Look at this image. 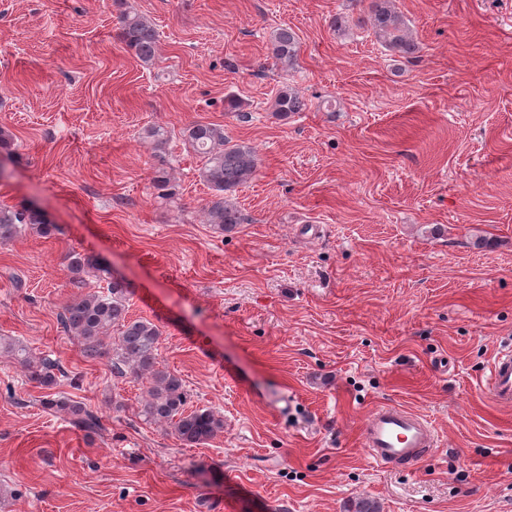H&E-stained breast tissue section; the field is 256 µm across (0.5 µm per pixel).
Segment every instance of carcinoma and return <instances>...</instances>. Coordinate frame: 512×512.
Wrapping results in <instances>:
<instances>
[{"mask_svg":"<svg viewBox=\"0 0 512 512\" xmlns=\"http://www.w3.org/2000/svg\"><path fill=\"white\" fill-rule=\"evenodd\" d=\"M125 9L118 15L120 35L128 51L142 63L152 64L158 58V36L154 26L127 0H117ZM369 20L376 37L391 51L403 58L416 52L409 28L396 0H370ZM269 53L286 71L293 68L299 53V37L289 26L274 29L269 37ZM308 103L294 89L283 86L275 97L273 114L287 118L306 110ZM185 141L201 158L199 177L213 191L204 206L206 222L228 231L242 223L241 211L232 202L237 189L250 182L259 167L253 147L234 143L224 136V128L212 123L195 122L182 131ZM142 138L153 147L155 155L166 151L170 133L161 125L147 126ZM48 236L53 225L45 213L33 207L0 205V243L12 240L24 225ZM71 274L97 273L94 257L72 251L66 255ZM66 332L75 337L84 356H108L112 366L126 370L144 384V396L138 415L144 421L165 425L188 446L207 443L224 431V419L208 408L188 409V391L183 379L163 367L159 361L162 330L154 322L133 318L129 313L123 282L108 283L107 292L92 291L68 303L61 317ZM0 357L18 364L27 381L40 389L59 384L60 370L47 358L31 352L19 342H0ZM48 409L66 414L72 423L85 430L98 427V417L82 403L65 396L45 398Z\"/></svg>","mask_w":512,"mask_h":512,"instance_id":"obj_1","label":"carcinoma"}]
</instances>
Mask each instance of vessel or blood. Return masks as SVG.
Listing matches in <instances>:
<instances>
[{"label":"vessel or blood","mask_w":512,"mask_h":512,"mask_svg":"<svg viewBox=\"0 0 512 512\" xmlns=\"http://www.w3.org/2000/svg\"><path fill=\"white\" fill-rule=\"evenodd\" d=\"M497 405L512 406V345L502 347L479 385ZM361 436L372 461L381 468L405 465L432 453L437 434L422 415L384 403L367 417Z\"/></svg>","instance_id":"1"}]
</instances>
